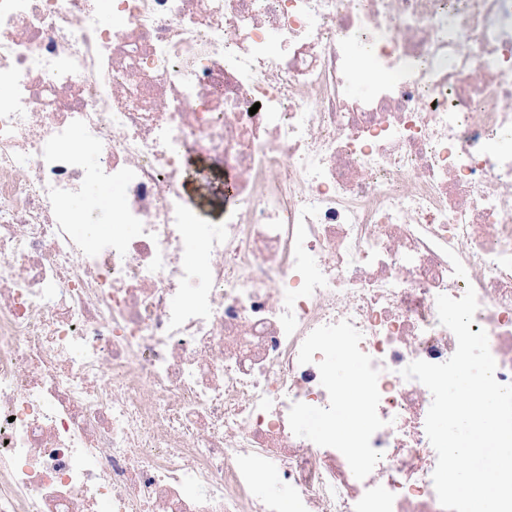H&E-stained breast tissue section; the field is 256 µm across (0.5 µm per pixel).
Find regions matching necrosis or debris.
Wrapping results in <instances>:
<instances>
[{"instance_id": "necrosis-or-debris-1", "label": "necrosis or debris", "mask_w": 512, "mask_h": 512, "mask_svg": "<svg viewBox=\"0 0 512 512\" xmlns=\"http://www.w3.org/2000/svg\"><path fill=\"white\" fill-rule=\"evenodd\" d=\"M470 287L512 384V0H0V512H443L400 371ZM366 57L367 53L365 48L360 44H355L352 62L355 71V82L352 91L356 96L365 94L375 82L366 80L363 76V72L369 69ZM204 187L203 193H206V199L201 218L214 221L219 218L224 209V180H213L209 186L205 183ZM115 193L112 187H102L95 192V200L91 203H86L80 199L73 202V205L79 208H84L85 215L89 224H76L75 228L79 234L85 235L90 231V225H97L96 227L112 232V215L110 206L108 205L104 193Z\"/></svg>"}]
</instances>
